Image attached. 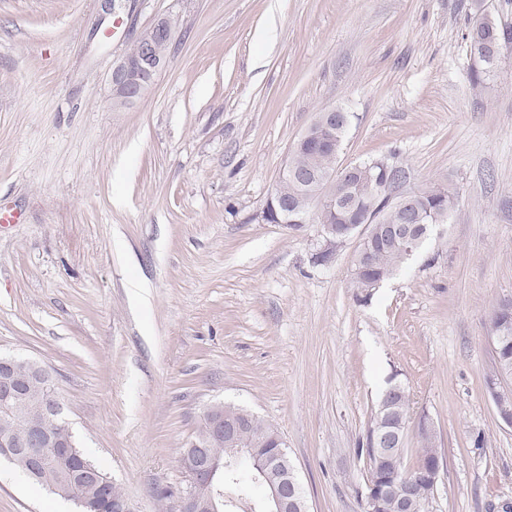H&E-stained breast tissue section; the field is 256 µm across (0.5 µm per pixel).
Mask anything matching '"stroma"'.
I'll use <instances>...</instances> for the list:
<instances>
[{"label": "stroma", "instance_id": "35a3bbf8", "mask_svg": "<svg viewBox=\"0 0 512 512\" xmlns=\"http://www.w3.org/2000/svg\"><path fill=\"white\" fill-rule=\"evenodd\" d=\"M512 0H0V351L48 366L81 449L137 512H171L215 402L288 445L310 512H363L362 447L388 380L444 474L427 512H512V427L487 389L512 299V43L472 87L476 7ZM168 59L112 108V70L159 19ZM338 163L395 157L453 186L442 237L370 294L357 239L262 209L317 112ZM332 249L328 263L317 255ZM0 512H74L0 465Z\"/></svg>", "mask_w": 512, "mask_h": 512}]
</instances>
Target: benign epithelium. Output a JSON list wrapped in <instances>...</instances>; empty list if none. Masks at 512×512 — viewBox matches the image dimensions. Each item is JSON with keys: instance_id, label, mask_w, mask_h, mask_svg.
I'll list each match as a JSON object with an SVG mask.
<instances>
[{"instance_id": "obj_1", "label": "benign epithelium", "mask_w": 512, "mask_h": 512, "mask_svg": "<svg viewBox=\"0 0 512 512\" xmlns=\"http://www.w3.org/2000/svg\"><path fill=\"white\" fill-rule=\"evenodd\" d=\"M172 22L166 18L158 20L147 32L136 39L142 45L143 53L137 58L124 57L113 69L112 84L124 99L131 101L144 93L147 73L158 72L165 63L164 47L171 43ZM315 121L323 127L341 126L347 123V114L336 108L318 113ZM386 194L392 208L406 214L412 213L419 192L405 190L401 186L387 189ZM330 207V198L321 185L312 186V192L295 203L286 204L279 217L282 224H303L316 210ZM326 241L333 245L336 239L343 241L358 239V250H363L373 233L369 214L358 213L355 223L349 224L341 234L327 224L323 226ZM445 233L443 224H417L407 227L406 244L403 252L411 260L420 251L426 239L441 237ZM56 391V382L49 368L10 354L0 353V460L13 466H22L34 479L47 474V460L59 443V439L45 429L47 420H56L61 427H68L62 402L47 397ZM208 433L201 439L191 440L187 449H195L191 455L180 456L182 471L188 474L189 483L177 501V512H229L233 502L223 492L229 463L243 455L248 449L241 447L238 434L250 421L252 413L246 410L228 412L222 403L209 405L204 413ZM400 435H392L387 442L374 449L380 459L399 458ZM281 456L287 462V473L277 479L264 475L265 512H307L305 501L300 499L299 485L290 477L295 472L289 463L288 451L281 449ZM365 498L366 512H380L387 499H392L395 512H415L416 488L409 482L398 492L389 494L384 488L372 483Z\"/></svg>"}]
</instances>
